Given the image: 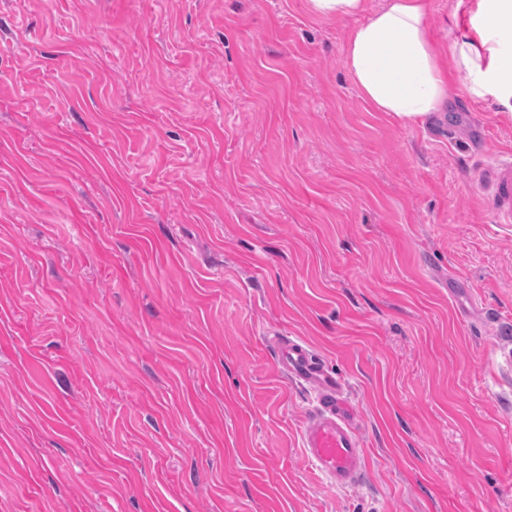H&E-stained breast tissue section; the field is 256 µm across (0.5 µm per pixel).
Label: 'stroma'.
Here are the masks:
<instances>
[{"mask_svg":"<svg viewBox=\"0 0 512 512\" xmlns=\"http://www.w3.org/2000/svg\"><path fill=\"white\" fill-rule=\"evenodd\" d=\"M449 49L468 27L427 0ZM306 0H0V512H512V111L405 127ZM478 307L487 320L459 316ZM348 385L357 488L300 447ZM470 172L488 192L493 210L501 223H512V160L502 159L493 165L474 163ZM271 343L285 376L309 387L313 394L300 433L308 462L338 488L360 486L368 470V455L341 380L326 369L302 337L275 336Z\"/></svg>","mask_w":512,"mask_h":512,"instance_id":"stroma-1","label":"stroma"}]
</instances>
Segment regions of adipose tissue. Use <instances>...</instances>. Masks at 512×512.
Wrapping results in <instances>:
<instances>
[{
	"instance_id": "adipose-tissue-1",
	"label": "adipose tissue",
	"mask_w": 512,
	"mask_h": 512,
	"mask_svg": "<svg viewBox=\"0 0 512 512\" xmlns=\"http://www.w3.org/2000/svg\"><path fill=\"white\" fill-rule=\"evenodd\" d=\"M316 16L358 18L345 66L362 95L402 125L425 122L448 102L455 78L471 96L512 102V54L503 33H512V0H467L470 27L451 47L452 66L440 65L425 25L427 0H384L366 12L365 0H307Z\"/></svg>"
}]
</instances>
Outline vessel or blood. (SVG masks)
Returning a JSON list of instances; mask_svg holds the SVG:
<instances>
[{
	"label": "vessel or blood",
	"instance_id": "b4317fda",
	"mask_svg": "<svg viewBox=\"0 0 512 512\" xmlns=\"http://www.w3.org/2000/svg\"><path fill=\"white\" fill-rule=\"evenodd\" d=\"M470 172L487 190L500 222L511 224L512 160L488 166L476 163ZM272 345L285 376L309 387L313 394L300 433L308 462L336 487L360 486L368 470V455L341 380L326 369L302 337L277 336Z\"/></svg>",
	"mask_w": 512,
	"mask_h": 512
}]
</instances>
